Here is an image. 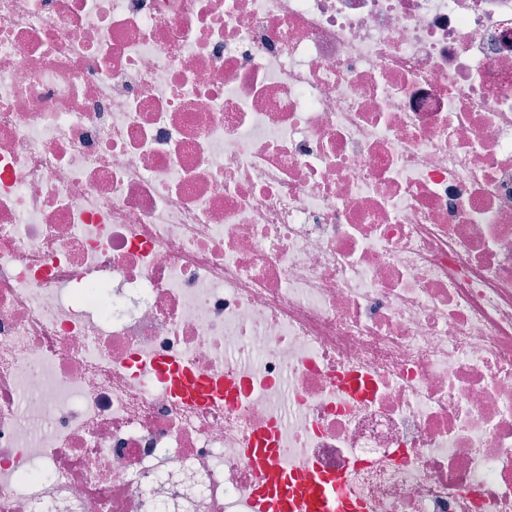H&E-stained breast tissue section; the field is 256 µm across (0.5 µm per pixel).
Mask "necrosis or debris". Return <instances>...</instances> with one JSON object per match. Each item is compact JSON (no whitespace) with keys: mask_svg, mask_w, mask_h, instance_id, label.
<instances>
[{"mask_svg":"<svg viewBox=\"0 0 512 512\" xmlns=\"http://www.w3.org/2000/svg\"><path fill=\"white\" fill-rule=\"evenodd\" d=\"M266 430L512 512V0H0V512H251Z\"/></svg>","mask_w":512,"mask_h":512,"instance_id":"4bbe7bcc","label":"necrosis or debris"}]
</instances>
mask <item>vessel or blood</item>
Instances as JSON below:
<instances>
[{"mask_svg":"<svg viewBox=\"0 0 512 512\" xmlns=\"http://www.w3.org/2000/svg\"><path fill=\"white\" fill-rule=\"evenodd\" d=\"M246 454L260 475L256 512H367L345 472H326L314 464L307 480L297 481L281 465L272 434H258Z\"/></svg>","mask_w":512,"mask_h":512,"instance_id":"1","label":"vessel or blood"}]
</instances>
